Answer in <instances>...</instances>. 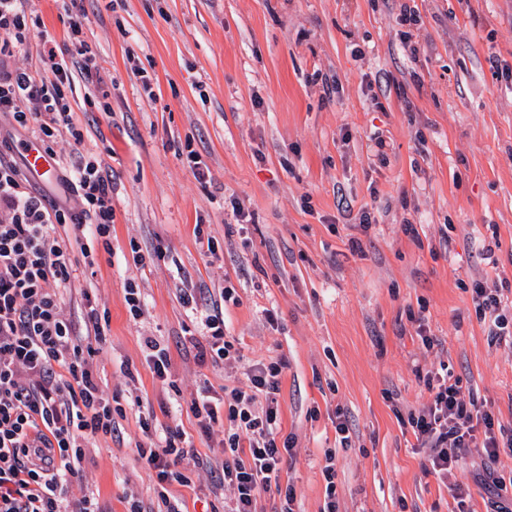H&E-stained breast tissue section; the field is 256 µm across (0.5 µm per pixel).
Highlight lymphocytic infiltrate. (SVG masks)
Segmentation results:
<instances>
[{
	"label": "lymphocytic infiltrate",
	"mask_w": 512,
	"mask_h": 512,
	"mask_svg": "<svg viewBox=\"0 0 512 512\" xmlns=\"http://www.w3.org/2000/svg\"><path fill=\"white\" fill-rule=\"evenodd\" d=\"M24 3L0 0V115H9L15 127L35 128L41 140L65 133L81 143L68 100L71 82L77 74L91 85L100 81L97 56L81 38V15L70 14L68 47L42 35L37 65L16 68L9 60L28 42ZM13 151L11 137H0V512H101L94 496L73 498L68 490L83 480L89 440L117 435L125 409L105 394L94 372L96 348L106 341L99 314L90 311L86 336L64 314L60 288L71 279L73 261L55 227L81 231L80 252L86 269H93L97 248L110 246L112 173L95 155L78 154L70 171L81 200L74 213L26 190ZM214 293H179L196 327L187 341L202 367L241 359L220 308L234 291L220 288L217 305L209 302ZM281 372L277 361L254 364L246 386L205 385L187 404L201 434H224L214 487L232 489L227 512H260L263 494L281 485V465L292 449L291 438L279 435ZM408 422L426 451V472L438 477L456 467L462 449H477L490 461L499 454L492 416L468 408L450 376H442L431 403L409 413ZM139 426L138 454L157 478L156 512H181L171 487L191 483L194 453L180 429L158 434L153 415L140 416Z\"/></svg>",
	"instance_id": "obj_1"
}]
</instances>
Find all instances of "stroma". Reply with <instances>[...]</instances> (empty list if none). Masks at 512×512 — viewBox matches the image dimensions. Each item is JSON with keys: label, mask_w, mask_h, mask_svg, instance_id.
<instances>
[{"label": "stroma", "mask_w": 512, "mask_h": 512, "mask_svg": "<svg viewBox=\"0 0 512 512\" xmlns=\"http://www.w3.org/2000/svg\"><path fill=\"white\" fill-rule=\"evenodd\" d=\"M419 16L400 40L402 7ZM84 38L97 54L104 114L74 75L69 100L83 141L51 144L57 176L30 181L49 207L77 210L61 178L76 152L113 172L111 252L95 275L73 251L60 295L84 325L89 308L108 320L94 369L126 410L122 439L98 440L82 461L84 485L102 512H127V496L155 501L156 477L136 453L139 417L177 426L198 457L219 463V437L199 433L190 414L170 416L203 383L244 385L249 366L278 361L280 428L295 447L281 481L294 512H320L326 451L336 453L338 512H490L486 467L462 452L447 478L425 471L406 420L432 399L427 373L452 372L461 397L512 429V340H493L473 288L498 292L512 317V0H85ZM26 14L65 44L60 0H26ZM153 79L144 94L139 74ZM389 76L374 106L366 76ZM336 86L324 94L323 83ZM386 141V159L376 138ZM192 142L210 169L197 180L179 146ZM355 200L336 209V190ZM238 198L254 215L237 223ZM373 212L370 228L360 208ZM221 243L203 256L195 226ZM413 233H405V225ZM362 241L351 252L350 239ZM162 247L139 266L131 247ZM139 285L144 316L132 320L126 281ZM233 285L223 307L243 356L201 368L176 341L188 318L183 288ZM168 345L177 390L157 380L144 337ZM430 336L433 347L422 339ZM356 428L341 446L336 415ZM200 469L173 495L187 512H225Z\"/></svg>", "instance_id": "35a3bbf8"}]
</instances>
